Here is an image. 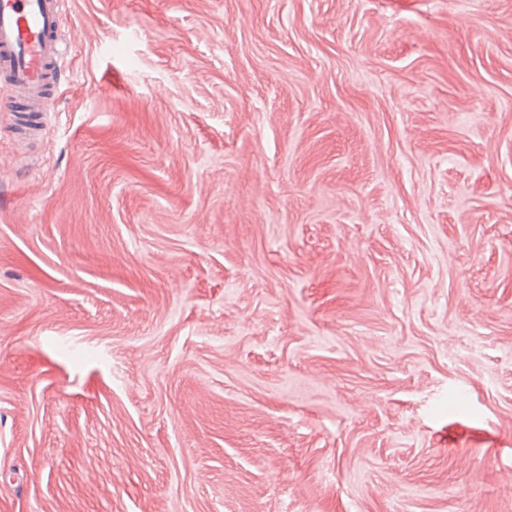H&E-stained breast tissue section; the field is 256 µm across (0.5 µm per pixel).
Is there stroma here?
Masks as SVG:
<instances>
[{
	"label": "stroma",
	"instance_id": "35a3bbf8",
	"mask_svg": "<svg viewBox=\"0 0 512 512\" xmlns=\"http://www.w3.org/2000/svg\"><path fill=\"white\" fill-rule=\"evenodd\" d=\"M0 111V512H512V0H67Z\"/></svg>",
	"mask_w": 512,
	"mask_h": 512
}]
</instances>
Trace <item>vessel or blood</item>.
Listing matches in <instances>:
<instances>
[{
  "label": "vessel or blood",
  "instance_id": "b4317fda",
  "mask_svg": "<svg viewBox=\"0 0 512 512\" xmlns=\"http://www.w3.org/2000/svg\"><path fill=\"white\" fill-rule=\"evenodd\" d=\"M65 0H0V90L8 111L35 134L53 110L66 45L60 36Z\"/></svg>",
  "mask_w": 512,
  "mask_h": 512
}]
</instances>
